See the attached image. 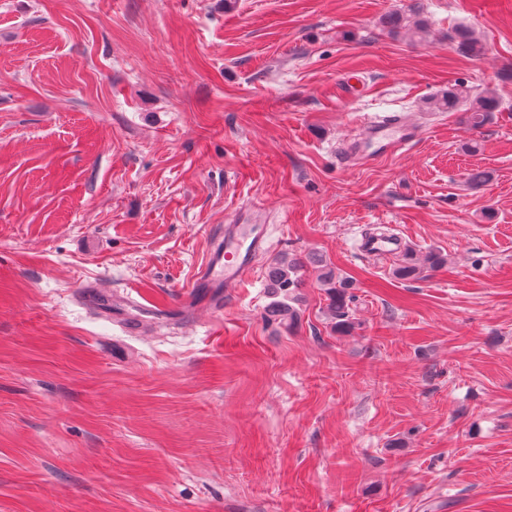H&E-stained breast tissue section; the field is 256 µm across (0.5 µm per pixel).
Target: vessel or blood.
<instances>
[{
  "instance_id": "vessel-or-blood-1",
  "label": "vessel or blood",
  "mask_w": 512,
  "mask_h": 512,
  "mask_svg": "<svg viewBox=\"0 0 512 512\" xmlns=\"http://www.w3.org/2000/svg\"><path fill=\"white\" fill-rule=\"evenodd\" d=\"M367 139L376 143L370 152H361L367 162H375L395 154L418 137L416 129L404 120L386 116L374 117L367 125ZM267 227L255 221L229 224L224 228L207 260L199 266L194 279V296L185 297L184 307L201 304L213 311L222 310L224 297L231 289L239 287L255 266L258 256L267 249ZM402 248L397 235L370 233L363 237L361 253L374 258H391Z\"/></svg>"
}]
</instances>
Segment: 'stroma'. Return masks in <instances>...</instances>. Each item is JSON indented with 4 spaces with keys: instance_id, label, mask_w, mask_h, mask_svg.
Segmentation results:
<instances>
[{
    "instance_id": "stroma-1",
    "label": "stroma",
    "mask_w": 512,
    "mask_h": 512,
    "mask_svg": "<svg viewBox=\"0 0 512 512\" xmlns=\"http://www.w3.org/2000/svg\"><path fill=\"white\" fill-rule=\"evenodd\" d=\"M455 84L489 124L425 110ZM368 114L420 135L343 165ZM254 213L223 311L128 336L75 297L179 305ZM381 220L447 265L362 256ZM311 253L347 331L314 267L269 312ZM0 512H512V0H0ZM448 263L446 258L437 252H430L422 263L417 262L413 255H407L402 265L395 270V276L401 280H414L423 277L424 269L442 268ZM428 266V267H427ZM306 261L297 257L281 256L269 268L267 274L268 293L274 298L271 313L279 317L282 323L290 322L294 309L288 305V299L302 286L303 273L308 264L323 263L321 259L307 256ZM321 266V281L327 288L328 312L335 321V328L349 329L352 326L351 316L353 295L349 289L352 288L351 282L338 276L334 269L327 264H318Z\"/></svg>"
}]
</instances>
